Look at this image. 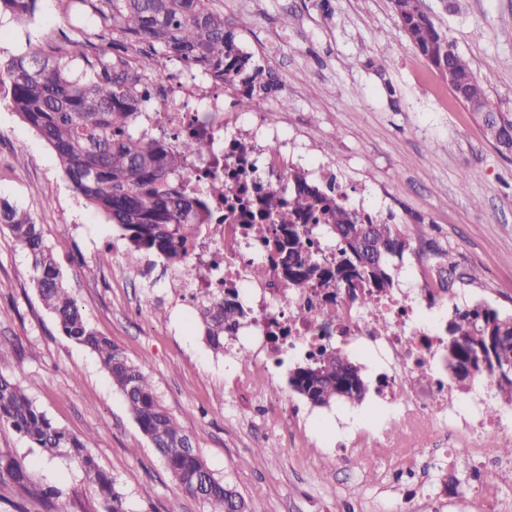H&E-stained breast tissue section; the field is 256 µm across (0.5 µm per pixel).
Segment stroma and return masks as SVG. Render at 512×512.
Segmentation results:
<instances>
[{
    "label": "stroma",
    "mask_w": 512,
    "mask_h": 512,
    "mask_svg": "<svg viewBox=\"0 0 512 512\" xmlns=\"http://www.w3.org/2000/svg\"><path fill=\"white\" fill-rule=\"evenodd\" d=\"M470 60L495 109L512 113V0H421ZM243 47L279 77L254 113L284 120L332 163L350 204L393 216L405 234L427 233L435 252L405 254L395 289L417 295L420 267L462 276L460 294L512 315V155L491 146L471 112L401 32L391 0H215ZM65 20L53 0L26 24L0 20V53L31 52ZM474 172L460 186L462 172ZM0 197L44 229L65 284L85 317L149 374L155 393L191 436L214 475L251 512H512V463L485 472L475 449L407 445L394 410L380 405L381 369L348 347L371 386L358 404L312 406L288 387L299 363L285 357L272 378H235L240 346L214 353L198 336L197 311L149 258L87 206L51 149L0 100ZM0 374L19 381L52 420L93 436L91 453L123 493L128 512H208L186 494L87 349L65 339L40 301L29 259L0 226ZM388 435L393 452L343 465L339 442L359 427ZM10 449L42 486L57 488L58 512H105L76 462L47 456L7 428ZM420 476L409 477L414 460Z\"/></svg>",
    "instance_id": "obj_1"
}]
</instances>
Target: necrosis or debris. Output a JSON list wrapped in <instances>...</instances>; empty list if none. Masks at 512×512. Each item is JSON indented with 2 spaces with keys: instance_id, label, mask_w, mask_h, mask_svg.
Masks as SVG:
<instances>
[{
  "instance_id": "1",
  "label": "necrosis or debris",
  "mask_w": 512,
  "mask_h": 512,
  "mask_svg": "<svg viewBox=\"0 0 512 512\" xmlns=\"http://www.w3.org/2000/svg\"><path fill=\"white\" fill-rule=\"evenodd\" d=\"M161 84L163 92L156 98L160 109L145 113L143 125L179 140L197 135L212 138V153L189 159L186 172L194 181L215 175L224 178L228 194L215 202L218 214L224 215L239 198L257 205L273 192L284 197L291 194L288 157L298 145L287 126L261 117L238 121L230 114L228 90L202 72L184 69L178 77L163 76ZM272 143L277 146L273 153L267 150ZM246 224L238 215L210 225L202 247L191 256L193 265L219 272L215 279L194 280L195 288L220 291L230 284L246 295L254 322L242 333L250 354L249 364L240 371L244 379L269 375L280 350L307 354L339 340L374 349L391 369L384 380L387 403L398 411L410 447L426 444L444 451L466 441L478 448L486 467L497 464L486 441L501 438L512 445V425L488 417L480 398L465 413H456L457 393L433 367L437 342L425 324L447 301L437 285L423 283L420 292L426 300L419 303L403 293L381 298L369 288H294L270 263L263 276L256 278L252 266L264 258L265 248L260 239L249 235ZM327 307L336 310V322L329 328L321 316ZM382 317L396 324L386 336L375 335L373 329ZM277 323L285 324L287 333L276 340L272 334Z\"/></svg>"
}]
</instances>
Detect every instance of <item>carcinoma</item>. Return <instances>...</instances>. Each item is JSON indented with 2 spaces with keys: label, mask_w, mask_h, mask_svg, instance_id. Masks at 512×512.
Wrapping results in <instances>:
<instances>
[{
  "label": "carcinoma",
  "mask_w": 512,
  "mask_h": 512,
  "mask_svg": "<svg viewBox=\"0 0 512 512\" xmlns=\"http://www.w3.org/2000/svg\"><path fill=\"white\" fill-rule=\"evenodd\" d=\"M42 0H0V17L26 20ZM399 28L413 48L445 80L453 97L475 111L490 105L470 62L422 10L420 0H394ZM67 20L39 53L0 57V97L55 153L76 192L123 232L135 249L169 267H179L195 250L212 201L228 187L221 178L188 190L181 177L188 156H204V138L182 141L176 150L141 127L147 87L158 81L161 65L176 59L196 67L216 83L239 92L238 104L279 89L271 68L244 51L238 33L213 0H57ZM79 61L80 70L64 62ZM487 138L512 154V114L495 112L483 122ZM295 184L288 201L275 192L263 201L272 222L252 224L270 261L288 272L294 288L312 285L394 287L390 259L414 250L393 217H373L349 208L334 186L323 188L289 169ZM0 224L26 251L30 278L63 336L95 354L122 394L135 421L178 485L210 507V512H249L245 500L216 478L189 435L155 394L145 369L129 361L112 340L95 329L63 283V273L41 225L30 213L0 198ZM336 251L330 264L308 247L316 231ZM199 331L215 351L224 338L249 321L236 289L195 297ZM441 339L448 374L461 390L476 380L493 382L512 404V315L488 304L455 306ZM291 389L314 407L336 401L361 402L368 385L361 368L338 348L322 351L288 377ZM0 427L26 438L49 454L66 452L96 485L106 512H127L125 499L88 452L89 439L58 425L41 411L16 380L0 374ZM0 485L13 496L16 512H54L60 492L36 484L12 455L0 448Z\"/></svg>",
  "instance_id": "1"
}]
</instances>
